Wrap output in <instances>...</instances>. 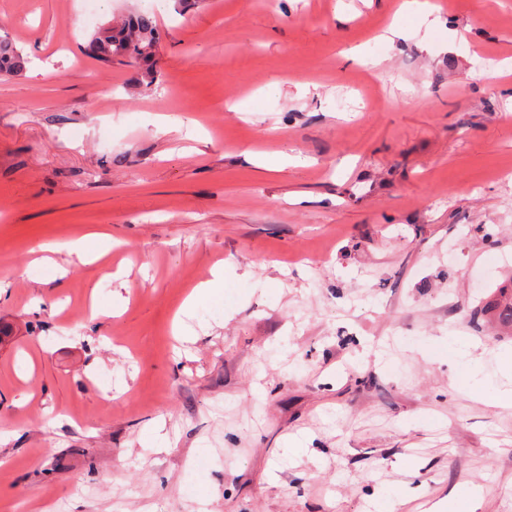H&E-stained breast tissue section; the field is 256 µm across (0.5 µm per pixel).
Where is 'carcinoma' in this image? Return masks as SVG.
Here are the masks:
<instances>
[{
  "mask_svg": "<svg viewBox=\"0 0 512 512\" xmlns=\"http://www.w3.org/2000/svg\"><path fill=\"white\" fill-rule=\"evenodd\" d=\"M160 42L157 18L148 13L130 16L118 26L109 29L105 37L94 36L88 44V54L94 60L110 65H148ZM25 65L22 53L9 42H0V77L20 74Z\"/></svg>",
  "mask_w": 512,
  "mask_h": 512,
  "instance_id": "carcinoma-1",
  "label": "carcinoma"
}]
</instances>
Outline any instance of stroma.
<instances>
[{
	"instance_id": "1",
	"label": "stroma",
	"mask_w": 512,
	"mask_h": 512,
	"mask_svg": "<svg viewBox=\"0 0 512 512\" xmlns=\"http://www.w3.org/2000/svg\"><path fill=\"white\" fill-rule=\"evenodd\" d=\"M434 2L165 0L148 74L142 0H0V512H512V0ZM160 42L155 15L140 13L130 16L118 26L109 29L102 38L94 35L88 44V54L94 60L111 65L139 63L148 65ZM24 65L22 53L11 43L0 41V77L18 75L23 71ZM40 249L44 252H60L65 249L69 255L76 256V258L82 262L96 260L108 251V248L105 247L98 254L90 255L85 249L84 241L81 239L70 241L64 245L44 244L40 246ZM213 278L206 282L200 283L194 290L193 294L189 297L184 305V311L189 314L197 306L198 302L204 300H211L217 296L224 285V268L218 266L212 271Z\"/></svg>"
}]
</instances>
